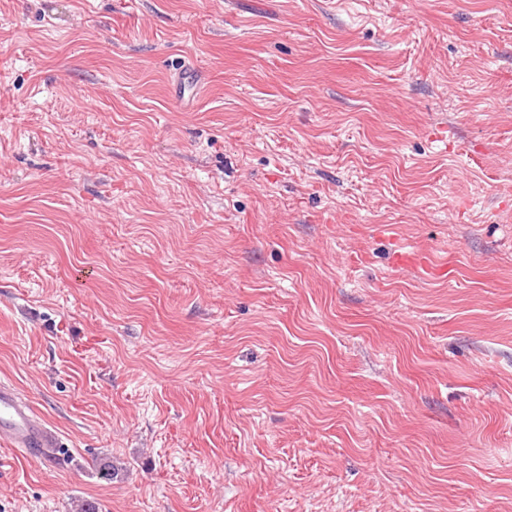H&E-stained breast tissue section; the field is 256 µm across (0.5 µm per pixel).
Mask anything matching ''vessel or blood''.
<instances>
[{"label":"vessel or blood","mask_w":512,"mask_h":512,"mask_svg":"<svg viewBox=\"0 0 512 512\" xmlns=\"http://www.w3.org/2000/svg\"><path fill=\"white\" fill-rule=\"evenodd\" d=\"M0 446L48 464H63L60 433L12 383L0 380Z\"/></svg>","instance_id":"vessel-or-blood-1"}]
</instances>
